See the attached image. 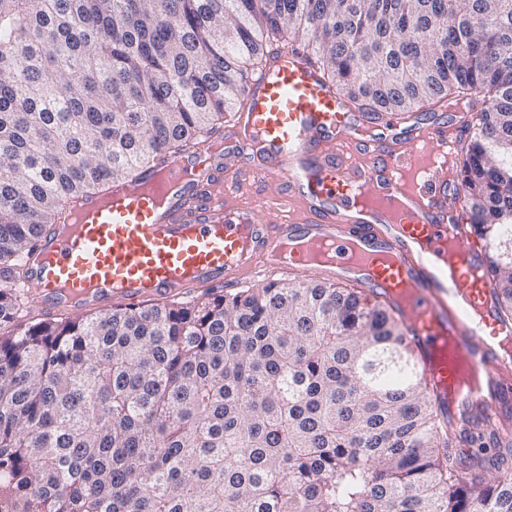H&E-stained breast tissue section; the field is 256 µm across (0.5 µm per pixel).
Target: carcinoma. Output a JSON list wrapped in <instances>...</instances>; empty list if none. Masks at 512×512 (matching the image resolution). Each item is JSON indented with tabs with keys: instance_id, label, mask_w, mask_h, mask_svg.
I'll return each instance as SVG.
<instances>
[{
	"instance_id": "1",
	"label": "carcinoma",
	"mask_w": 512,
	"mask_h": 512,
	"mask_svg": "<svg viewBox=\"0 0 512 512\" xmlns=\"http://www.w3.org/2000/svg\"><path fill=\"white\" fill-rule=\"evenodd\" d=\"M290 36L367 112L471 97L463 202L512 325V0H0V512H512L355 288L32 316L40 233L206 142Z\"/></svg>"
}]
</instances>
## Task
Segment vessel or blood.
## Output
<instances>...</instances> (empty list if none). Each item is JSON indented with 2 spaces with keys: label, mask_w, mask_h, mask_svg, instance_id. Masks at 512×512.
<instances>
[{
  "label": "vessel or blood",
  "mask_w": 512,
  "mask_h": 512,
  "mask_svg": "<svg viewBox=\"0 0 512 512\" xmlns=\"http://www.w3.org/2000/svg\"><path fill=\"white\" fill-rule=\"evenodd\" d=\"M461 132L372 130L304 48H279L251 76L219 151L169 156L139 182L78 200L68 224L40 235L32 300L55 316L288 269L352 283L394 301L467 457L481 414L512 421V329L496 318L488 248L455 178ZM228 154L255 163L231 169ZM247 182L268 184L279 223L237 200Z\"/></svg>",
  "instance_id": "1"
}]
</instances>
